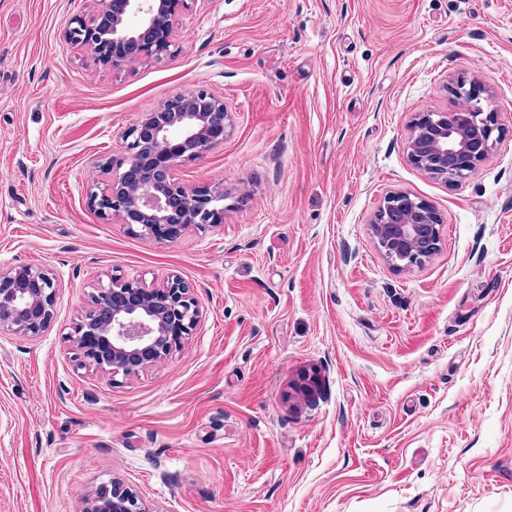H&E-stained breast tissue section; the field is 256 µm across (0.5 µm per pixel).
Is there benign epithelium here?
I'll list each match as a JSON object with an SVG mask.
<instances>
[{
	"label": "benign epithelium",
	"mask_w": 512,
	"mask_h": 512,
	"mask_svg": "<svg viewBox=\"0 0 512 512\" xmlns=\"http://www.w3.org/2000/svg\"><path fill=\"white\" fill-rule=\"evenodd\" d=\"M186 6L187 0H98L96 12L74 19L63 38L113 69L144 57L159 59L172 45L176 18ZM449 90L459 106L418 114L407 154L434 178L462 181L478 172L503 130L492 95L480 82L458 78ZM230 126L224 100L205 90L176 94L142 113L125 133V160L116 172L106 163V191H90L89 206L158 242L173 241L191 227L224 223V188L191 190L178 184L173 172L223 142ZM443 224L427 200L394 192L375 212L372 230L383 256L408 268L436 254ZM59 288L55 274L44 267L0 269V334L43 335L53 321ZM200 317L194 286L178 274L156 286L113 277L96 288L73 339L83 362L127 377L167 358ZM82 512L146 510L133 490L111 480L84 500Z\"/></svg>",
	"instance_id": "7a95c632"
}]
</instances>
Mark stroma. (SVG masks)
<instances>
[{
  "label": "stroma",
  "instance_id": "obj_1",
  "mask_svg": "<svg viewBox=\"0 0 512 512\" xmlns=\"http://www.w3.org/2000/svg\"><path fill=\"white\" fill-rule=\"evenodd\" d=\"M188 3L161 59L112 69L63 39L96 0H0V268L60 284L44 335H0V512H80L113 479L147 512H512V0ZM458 77L504 136L452 182L407 142ZM199 89L232 129L174 177L223 186V223L160 243L103 219L124 132ZM399 191L444 218L408 269L371 229ZM173 273L202 311L180 348L80 364L99 284Z\"/></svg>",
  "mask_w": 512,
  "mask_h": 512
}]
</instances>
